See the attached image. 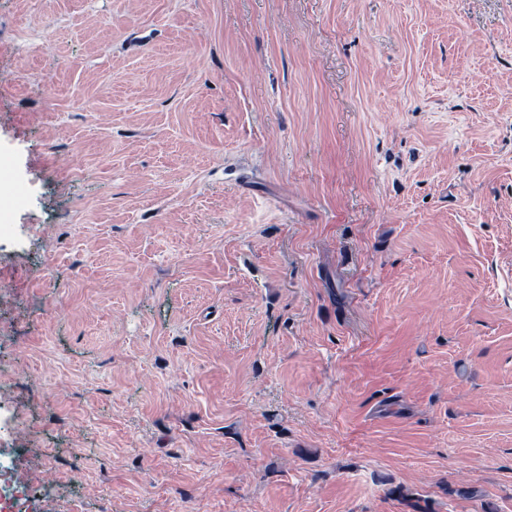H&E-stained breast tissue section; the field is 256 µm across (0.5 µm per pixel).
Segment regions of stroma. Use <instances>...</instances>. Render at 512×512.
Masks as SVG:
<instances>
[{
  "label": "stroma",
  "mask_w": 512,
  "mask_h": 512,
  "mask_svg": "<svg viewBox=\"0 0 512 512\" xmlns=\"http://www.w3.org/2000/svg\"><path fill=\"white\" fill-rule=\"evenodd\" d=\"M1 157L54 512H512V0H0Z\"/></svg>",
  "instance_id": "stroma-1"
}]
</instances>
